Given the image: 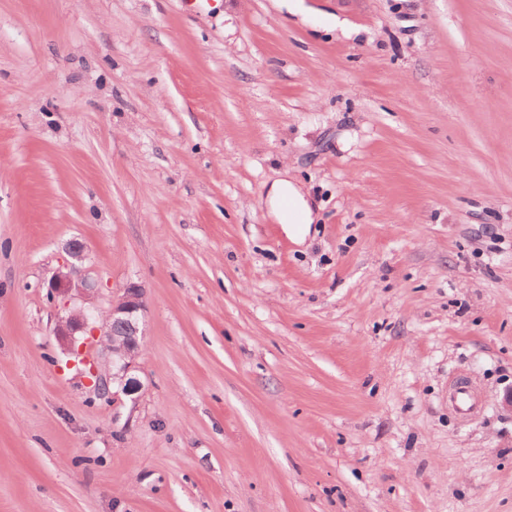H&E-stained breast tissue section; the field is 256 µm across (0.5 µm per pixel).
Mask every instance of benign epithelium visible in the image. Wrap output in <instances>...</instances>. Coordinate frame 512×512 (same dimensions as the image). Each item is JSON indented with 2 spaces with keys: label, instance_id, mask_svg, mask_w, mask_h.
Returning <instances> with one entry per match:
<instances>
[{
  "label": "benign epithelium",
  "instance_id": "1",
  "mask_svg": "<svg viewBox=\"0 0 512 512\" xmlns=\"http://www.w3.org/2000/svg\"><path fill=\"white\" fill-rule=\"evenodd\" d=\"M72 262L57 271L48 282L55 297L79 296L88 301L94 285L80 274L77 264L85 259L82 242L72 240L66 246ZM144 290L131 283L114 302L108 314L97 320L93 309L80 307L60 320L54 328L62 350L81 358L88 366L89 380L96 392L112 393V401L128 400L137 404L144 384L137 375L136 358L141 348Z\"/></svg>",
  "mask_w": 512,
  "mask_h": 512
}]
</instances>
